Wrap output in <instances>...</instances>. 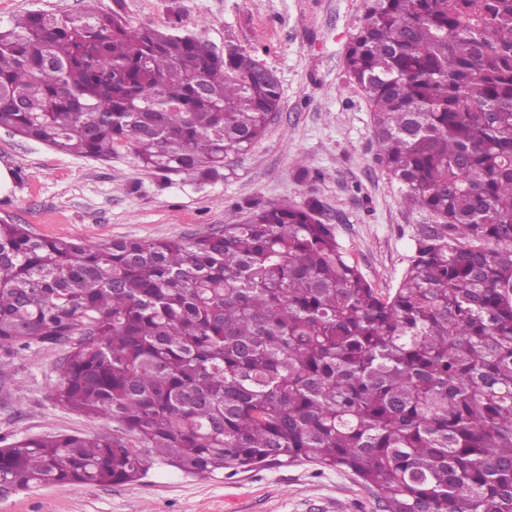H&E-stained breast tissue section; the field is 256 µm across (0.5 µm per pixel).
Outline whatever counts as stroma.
Listing matches in <instances>:
<instances>
[{
    "label": "stroma",
    "instance_id": "1",
    "mask_svg": "<svg viewBox=\"0 0 512 512\" xmlns=\"http://www.w3.org/2000/svg\"><path fill=\"white\" fill-rule=\"evenodd\" d=\"M132 26L171 25L200 35L216 52L245 48L281 86L266 134L204 181L142 168L117 146L111 160L55 151L0 127V163L12 187L0 195V223L37 237L99 243L120 239L192 240L242 224L270 203L315 199L348 259L377 291L396 288L419 224L432 218L401 201L375 163L369 106L344 68L347 45L367 0H0V27L43 10L79 14L88 3ZM67 346L0 351V438L93 432L119 425L90 420L51 398ZM0 512H376L356 478L309 463L189 475L155 462L138 481L48 485L0 498Z\"/></svg>",
    "mask_w": 512,
    "mask_h": 512
}]
</instances>
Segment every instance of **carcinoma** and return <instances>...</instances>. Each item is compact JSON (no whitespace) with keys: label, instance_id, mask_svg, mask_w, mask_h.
I'll use <instances>...</instances> for the list:
<instances>
[{"label":"carcinoma","instance_id":"cac0c4a2","mask_svg":"<svg viewBox=\"0 0 512 512\" xmlns=\"http://www.w3.org/2000/svg\"><path fill=\"white\" fill-rule=\"evenodd\" d=\"M376 162L430 213L394 291L317 203L186 242L0 224V350L66 343L55 403L120 433L0 447V487L305 461L380 512H512V0H369L345 54ZM244 49L93 7L0 29V126L100 161L217 177L279 111Z\"/></svg>","mask_w":512,"mask_h":512}]
</instances>
